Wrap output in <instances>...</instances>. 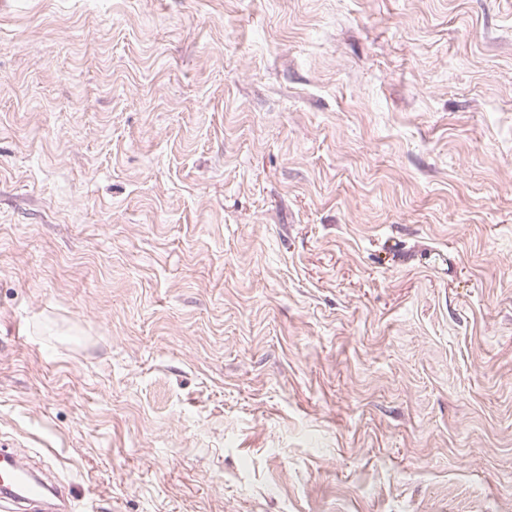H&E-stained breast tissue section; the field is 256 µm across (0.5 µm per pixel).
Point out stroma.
<instances>
[{
    "instance_id": "1",
    "label": "stroma",
    "mask_w": 512,
    "mask_h": 512,
    "mask_svg": "<svg viewBox=\"0 0 512 512\" xmlns=\"http://www.w3.org/2000/svg\"><path fill=\"white\" fill-rule=\"evenodd\" d=\"M79 512H512V0H0V444Z\"/></svg>"
}]
</instances>
